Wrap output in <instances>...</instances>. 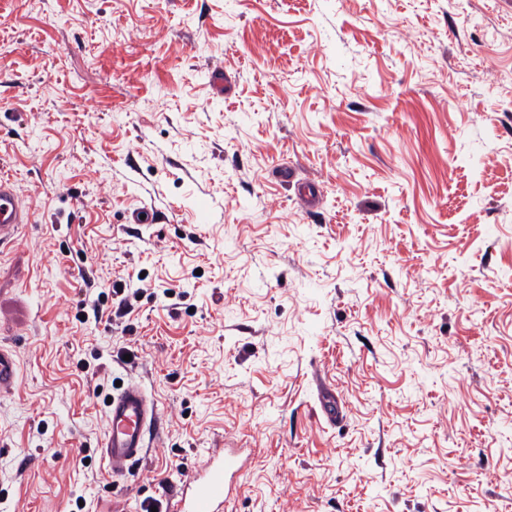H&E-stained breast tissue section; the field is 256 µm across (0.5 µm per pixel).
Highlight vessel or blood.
Here are the masks:
<instances>
[{"instance_id":"obj_1","label":"vessel or blood","mask_w":512,"mask_h":512,"mask_svg":"<svg viewBox=\"0 0 512 512\" xmlns=\"http://www.w3.org/2000/svg\"><path fill=\"white\" fill-rule=\"evenodd\" d=\"M28 221L23 204L9 180L0 179V246L12 243ZM18 382L12 350L0 347V392ZM158 418L144 389L136 384L120 388L107 406V427L101 450L114 474L131 471L144 458L151 426ZM240 462L238 449L212 453L205 464L168 502L166 512H224L231 494L230 477Z\"/></svg>"}]
</instances>
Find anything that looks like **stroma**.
I'll list each match as a JSON object with an SVG mask.
<instances>
[{
	"instance_id": "1",
	"label": "stroma",
	"mask_w": 512,
	"mask_h": 512,
	"mask_svg": "<svg viewBox=\"0 0 512 512\" xmlns=\"http://www.w3.org/2000/svg\"><path fill=\"white\" fill-rule=\"evenodd\" d=\"M0 175V512H512V0H0ZM28 215L9 180L0 179V246L12 243L23 224L28 223ZM18 382V369L14 353L0 347V392L14 389ZM109 400L101 450L112 474L122 475L145 457L147 437L158 415L144 389L137 384L120 388ZM237 448L212 453L168 502L166 512H223L231 494L230 475L238 470Z\"/></svg>"
}]
</instances>
